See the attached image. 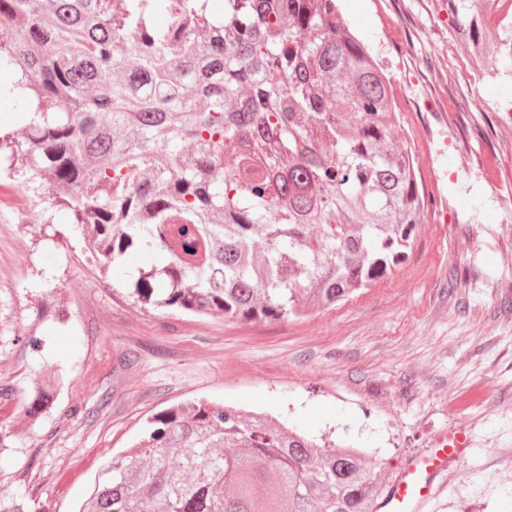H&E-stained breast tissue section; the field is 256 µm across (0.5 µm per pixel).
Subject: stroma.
<instances>
[{"label":"stroma","mask_w":512,"mask_h":512,"mask_svg":"<svg viewBox=\"0 0 512 512\" xmlns=\"http://www.w3.org/2000/svg\"><path fill=\"white\" fill-rule=\"evenodd\" d=\"M342 4L390 70L406 120L393 142L415 140L446 221L423 219L406 266L346 303L242 322L140 309L64 213L1 179L0 512H75L154 415L198 400L361 446L387 487L464 423L473 450L424 512H512V126L491 110L496 83L463 78L470 49L436 23L443 0ZM426 94L440 111H412ZM479 150L495 178L472 166ZM39 384L52 396L38 406ZM473 388L483 402L451 412Z\"/></svg>","instance_id":"stroma-1"}]
</instances>
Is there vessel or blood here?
I'll use <instances>...</instances> for the list:
<instances>
[{
  "mask_svg": "<svg viewBox=\"0 0 512 512\" xmlns=\"http://www.w3.org/2000/svg\"><path fill=\"white\" fill-rule=\"evenodd\" d=\"M471 445L469 428L458 423L450 425L436 437L430 451L408 458L384 497L383 508L387 512H422L437 493L439 476L450 463L465 459Z\"/></svg>",
  "mask_w": 512,
  "mask_h": 512,
  "instance_id": "vessel-or-blood-1",
  "label": "vessel or blood"
}]
</instances>
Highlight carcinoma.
Instances as JSON below:
<instances>
[{"mask_svg": "<svg viewBox=\"0 0 512 512\" xmlns=\"http://www.w3.org/2000/svg\"><path fill=\"white\" fill-rule=\"evenodd\" d=\"M339 2L0 0V70L26 90L0 171L66 211L95 264L126 268L143 308L335 306L407 264L425 207L411 147L388 138L393 86ZM497 2L495 41L484 0L448 11L479 67L512 77ZM150 424L79 512H374L383 493L363 449L264 414L198 401Z\"/></svg>", "mask_w": 512, "mask_h": 512, "instance_id": "obj_1", "label": "carcinoma"}]
</instances>
